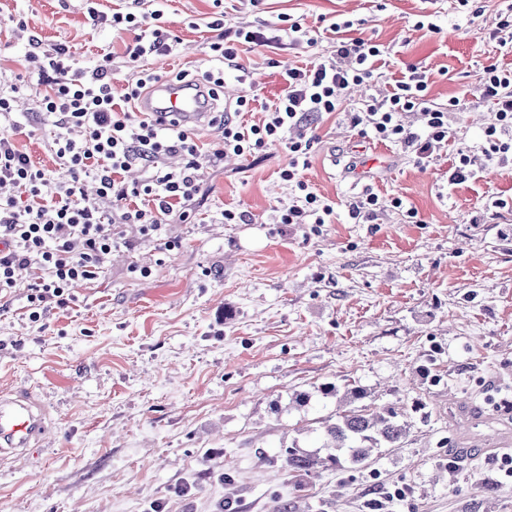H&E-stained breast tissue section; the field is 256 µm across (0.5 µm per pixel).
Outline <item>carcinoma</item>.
Returning a JSON list of instances; mask_svg holds the SVG:
<instances>
[{
  "instance_id": "carcinoma-1",
  "label": "carcinoma",
  "mask_w": 512,
  "mask_h": 512,
  "mask_svg": "<svg viewBox=\"0 0 512 512\" xmlns=\"http://www.w3.org/2000/svg\"><path fill=\"white\" fill-rule=\"evenodd\" d=\"M344 402V409L321 421L326 456L303 452L296 447L281 449L282 467L288 470L298 488L304 487L303 477L320 468H339L344 459L363 466L379 448L402 447L411 427V414L425 408L422 403L401 409L378 404L359 386L346 390Z\"/></svg>"
}]
</instances>
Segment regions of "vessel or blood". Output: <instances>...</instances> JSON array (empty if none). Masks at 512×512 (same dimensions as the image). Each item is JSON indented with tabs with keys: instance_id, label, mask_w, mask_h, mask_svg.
Masks as SVG:
<instances>
[{
	"instance_id": "vessel-or-blood-1",
	"label": "vessel or blood",
	"mask_w": 512,
	"mask_h": 512,
	"mask_svg": "<svg viewBox=\"0 0 512 512\" xmlns=\"http://www.w3.org/2000/svg\"><path fill=\"white\" fill-rule=\"evenodd\" d=\"M141 111L152 113L162 122H175L196 127L205 124L214 110L213 102L199 84L191 81L174 82L159 79L139 103ZM449 417L456 429L457 451L466 457L473 453L483 431L495 427L489 440L491 447L512 446V427L494 426L492 418L482 414L472 402H456L449 407ZM54 426L48 410L30 388H10L0 391V462L27 455L33 445L52 434Z\"/></svg>"
}]
</instances>
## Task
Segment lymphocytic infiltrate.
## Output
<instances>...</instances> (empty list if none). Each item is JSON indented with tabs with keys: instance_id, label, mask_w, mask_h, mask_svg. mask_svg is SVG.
<instances>
[{
	"instance_id": "f902f5d3",
	"label": "lymphocytic infiltrate",
	"mask_w": 512,
	"mask_h": 512,
	"mask_svg": "<svg viewBox=\"0 0 512 512\" xmlns=\"http://www.w3.org/2000/svg\"><path fill=\"white\" fill-rule=\"evenodd\" d=\"M167 0H128L126 10L100 15V22L134 34L125 46V64L132 73L124 94L126 106L116 109L112 97V56L104 54L94 68L77 63L62 44L42 53H30L34 67L23 76L24 86L36 93L35 116L53 130L57 159L69 178L59 181L20 151L14 135L22 126L11 99L0 96V186L11 187L12 196L0 197V294L10 293L21 269L35 272L30 288L28 318L42 321L50 309L73 301L72 289L103 272L119 245V225L136 227L141 235H160L167 217L188 220L191 204L200 191L201 158L216 162L235 155L248 158L275 145L284 146L288 163L279 176L294 184L295 198L279 210L283 224H327L335 213L331 201L312 192L304 179L314 139L308 131L314 120L339 111L350 86L368 85L371 61L381 50L372 39L349 38L350 22H330L327 32L336 34V52L318 56L305 67L281 64V53L298 45L316 46L317 31L281 17L278 22L255 29L228 28L223 17H215L210 29L219 33L211 43V65L197 74L208 97L224 99V73H245L242 54L256 48L271 53V66L280 67L284 88L278 98L262 104L264 119L241 122V113L252 111L254 100L239 96L225 108L220 122L223 137L209 153H202L191 129L163 124L147 113L128 110V103L158 79L148 67L149 59L176 50L179 39L162 24ZM480 81L485 97L495 106V119L485 131L481 152L490 159L512 152V70L489 64ZM429 76L417 66H408L391 95L366 96L348 119L361 137L411 150L416 164H424L431 151L448 139L449 114L463 109V99H449L439 107L427 97ZM419 111L422 132H413L402 120ZM80 138H73V131ZM171 154L181 155L183 165L165 170L161 162ZM142 164L150 174L141 182L124 183L122 172ZM93 182L94 194L84 191ZM146 197L147 207H132V198ZM113 202L112 212L101 208Z\"/></svg>"
}]
</instances>
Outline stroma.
Returning a JSON list of instances; mask_svg holds the SVG:
<instances>
[{"mask_svg": "<svg viewBox=\"0 0 512 512\" xmlns=\"http://www.w3.org/2000/svg\"><path fill=\"white\" fill-rule=\"evenodd\" d=\"M512 0H169L165 21L180 39L149 59L163 74L208 65L214 13L226 26H259L287 15L363 20L380 44L368 87L344 94L343 113L315 123L304 178L335 213L328 224H282L293 191L279 177L282 147L257 158L228 157L204 168L195 219L170 218L156 239L124 228L103 273L74 288L75 300L34 323L31 271L0 299V389L27 385L51 405L52 437L22 460L0 464V512H512V482L496 453L456 468L448 407L469 400L512 425V156L479 150L494 108L479 81L483 65L512 68L491 34ZM120 0H0V94L19 112L33 92H15L28 69L30 39L69 47L80 64L114 56V96L130 75L122 60L130 33L92 21ZM432 16L439 33L418 28ZM263 49L243 53L249 81L224 76V94L282 91ZM430 75L428 97L451 113L446 145L426 167L389 143L361 138L346 121L365 95L390 94L406 64ZM16 147L66 178L52 134L25 123ZM471 146L474 178L449 184L458 151ZM368 192L379 205L363 222L353 205ZM401 198L402 209L391 205ZM416 209L412 223L407 209ZM244 215L222 221L223 211ZM149 268V277L136 267ZM437 355L438 379L418 368ZM325 383L353 384L380 402L425 405L403 447L368 466L323 469L298 491L280 448L317 451L316 421L334 414ZM307 391V405H293ZM189 489L178 496L179 486ZM405 490L395 498V490Z\"/></svg>", "mask_w": 512, "mask_h": 512, "instance_id": "35a3bbf8", "label": "stroma"}]
</instances>
